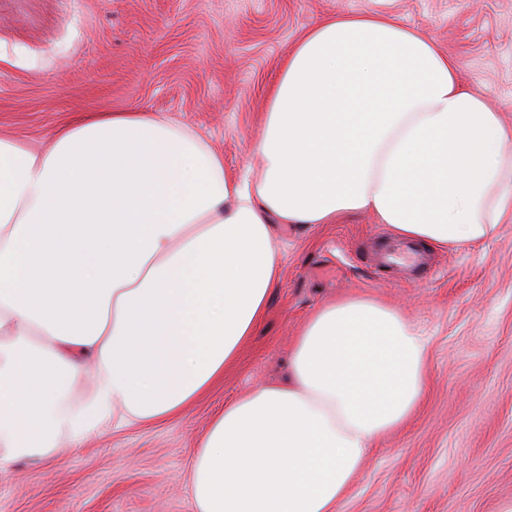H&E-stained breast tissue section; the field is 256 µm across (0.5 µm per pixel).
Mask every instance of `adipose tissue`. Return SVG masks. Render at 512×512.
Here are the masks:
<instances>
[{"label": "adipose tissue", "mask_w": 512, "mask_h": 512, "mask_svg": "<svg viewBox=\"0 0 512 512\" xmlns=\"http://www.w3.org/2000/svg\"><path fill=\"white\" fill-rule=\"evenodd\" d=\"M264 123L253 182L155 112L83 116L36 150L0 134V471L106 423L178 417L220 381L279 281L278 225L370 211L448 248L512 218V133L452 57L384 13L310 27ZM426 380L399 308L318 309L287 381L225 406L198 442L196 512H338Z\"/></svg>", "instance_id": "ef3b65f1"}]
</instances>
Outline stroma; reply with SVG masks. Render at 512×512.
Listing matches in <instances>:
<instances>
[{
	"instance_id": "1",
	"label": "stroma",
	"mask_w": 512,
	"mask_h": 512,
	"mask_svg": "<svg viewBox=\"0 0 512 512\" xmlns=\"http://www.w3.org/2000/svg\"><path fill=\"white\" fill-rule=\"evenodd\" d=\"M380 10L432 38L512 130V0H0V133L38 145L85 113L161 112L232 178L260 139L290 49L324 17ZM369 213L277 229L281 274L224 378L180 417L108 429L0 473V512H195L191 451L213 418L286 380L321 305L368 296L424 339L429 387L375 447L340 512H498L512 498V222L485 242L383 264Z\"/></svg>"
}]
</instances>
